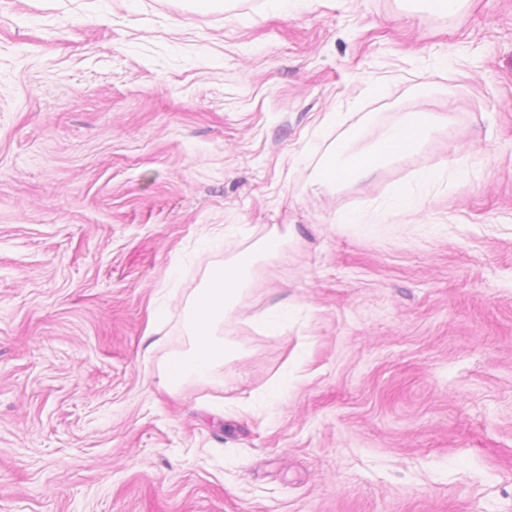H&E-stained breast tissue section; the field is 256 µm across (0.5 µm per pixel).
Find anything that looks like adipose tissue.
<instances>
[{"mask_svg":"<svg viewBox=\"0 0 512 512\" xmlns=\"http://www.w3.org/2000/svg\"><path fill=\"white\" fill-rule=\"evenodd\" d=\"M432 125L429 113H405L388 126L374 144L361 149L350 160L329 163L319 174V183L331 185L359 174L365 176L384 163L417 151ZM279 248L280 239L274 234L240 251L224 266L215 268L203 287L187 302L184 321L190 346L169 364L176 372L177 383L209 379L217 367L237 357L236 345L223 334L224 321L236 310L247 291L259 255H274Z\"/></svg>","mask_w":512,"mask_h":512,"instance_id":"adipose-tissue-1","label":"adipose tissue"}]
</instances>
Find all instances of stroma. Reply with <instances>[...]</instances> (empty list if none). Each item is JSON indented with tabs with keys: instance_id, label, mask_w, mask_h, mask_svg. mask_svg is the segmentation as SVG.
Instances as JSON below:
<instances>
[{
	"instance_id": "35a3bbf8",
	"label": "stroma",
	"mask_w": 512,
	"mask_h": 512,
	"mask_svg": "<svg viewBox=\"0 0 512 512\" xmlns=\"http://www.w3.org/2000/svg\"><path fill=\"white\" fill-rule=\"evenodd\" d=\"M0 512H512V0H0ZM433 125V118L427 112H408L388 126L378 140L354 154L350 160L336 164V150L332 151V161L318 174L322 185L345 182L361 174H370L384 163L417 151L425 141ZM280 244L279 236L274 234L251 249L240 251L224 267L215 268L204 286L186 303L184 321L190 346L167 365V372L177 385L189 379L208 380L217 367L238 356L236 345L223 336L224 320L236 310L248 290L258 255L273 256Z\"/></svg>"
}]
</instances>
